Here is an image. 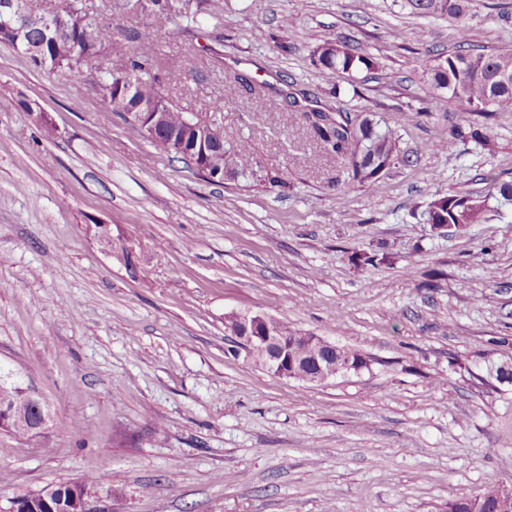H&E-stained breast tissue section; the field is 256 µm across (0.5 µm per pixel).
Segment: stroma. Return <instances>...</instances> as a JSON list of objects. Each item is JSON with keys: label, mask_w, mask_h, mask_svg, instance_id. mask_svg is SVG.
Masks as SVG:
<instances>
[{"label": "stroma", "mask_w": 512, "mask_h": 512, "mask_svg": "<svg viewBox=\"0 0 512 512\" xmlns=\"http://www.w3.org/2000/svg\"><path fill=\"white\" fill-rule=\"evenodd\" d=\"M213 4L195 41L178 19L150 52L184 60L166 96L225 148L249 143L250 171L220 186L156 151L90 68L0 43V366L52 415L30 439L0 432V508L89 476L101 512H448L512 488V381L498 375L512 369V205L492 197L512 182V112L485 119L428 70L463 39L512 48V0H472L459 23L392 0ZM338 36L375 68L322 73L313 50ZM292 96L374 114L401 159L352 181ZM457 189L492 215L440 234L420 207ZM100 223L135 248L137 273ZM363 251L390 260L357 266ZM249 311L371 366L323 385L276 377L232 351L224 316Z\"/></svg>", "instance_id": "stroma-1"}]
</instances>
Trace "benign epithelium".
Listing matches in <instances>:
<instances>
[{
    "mask_svg": "<svg viewBox=\"0 0 512 512\" xmlns=\"http://www.w3.org/2000/svg\"><path fill=\"white\" fill-rule=\"evenodd\" d=\"M0 13L7 15L8 20L0 24V41L6 43H24L29 55L39 56L43 52L41 41H31L26 34L37 29L44 34H52L58 29H76L88 31L99 24L98 16L81 11L70 18H57L49 8H39L34 0H0ZM164 104L161 99L151 102L142 101L123 112L125 120L140 130L147 138L157 135L159 130L158 109ZM217 139L213 133L202 131L197 135L194 144V159L201 175L211 183L224 182V166L216 151L213 150ZM113 254L124 264L130 273L138 270L139 257L135 249L127 244H119L113 248ZM226 330L238 342V352L250 358L257 347L265 351L261 365L272 375L298 379L300 370V342L307 341L315 346L312 362L323 374L319 382L325 383L338 376L350 372H359L362 366L349 359L335 343L313 334H299L288 338L280 333L274 319L263 314L252 312H231L224 317ZM50 419L49 412L42 401L30 388L15 383L10 394L0 398V430L20 426L30 432L39 433ZM53 490L42 493L40 504L32 502L11 501L7 512H38V506H50ZM512 498V490L495 488L482 501L454 499L448 502V512H479L483 503L494 499L504 501Z\"/></svg>",
    "mask_w": 512,
    "mask_h": 512,
    "instance_id": "1",
    "label": "benign epithelium"
}]
</instances>
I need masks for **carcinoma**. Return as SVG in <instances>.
<instances>
[{"label":"carcinoma","instance_id":"cac0c4a2","mask_svg":"<svg viewBox=\"0 0 512 512\" xmlns=\"http://www.w3.org/2000/svg\"><path fill=\"white\" fill-rule=\"evenodd\" d=\"M471 0H393L411 13L433 18L459 20L466 15ZM153 16L139 30L118 37L112 26L103 24L97 28L91 41L83 34L73 31L61 35L66 45L64 52L57 51L56 44L47 40L45 59L40 64L53 69L74 71L68 65L67 56L86 54L90 49L106 48L107 56L123 61L119 68L106 62L101 70V80L113 108L121 112L132 99L125 96V81L133 78L137 84L135 96L150 101L159 95L161 74L181 67L178 56L163 61L142 51V47L154 39L156 32L166 28L175 18L184 17L196 22L197 14L208 11L210 0H152ZM317 65L328 74H347L363 69L369 70L375 62L370 56L353 49L347 42L336 38L325 41L313 50ZM433 84L438 89L448 90V97L466 103L473 112L492 114L512 112V49L498 52H476L462 49L433 59L430 68ZM163 131L151 140L160 152L183 163L188 160L176 152L169 151L170 136H191L187 124L189 117L178 106L167 103L163 108ZM312 129L318 138L338 155L350 154L355 158L352 178L360 182H374L382 169L398 159L397 139L390 130L378 131V123L365 117L359 121L350 114H331L311 110L309 116ZM224 168L243 174L252 166L250 146L242 142L236 148L224 152ZM486 211V200L465 191L436 193L427 203L424 215L434 224H479ZM54 512H81L80 500L66 484L54 487L51 500Z\"/></svg>","mask_w":512,"mask_h":512}]
</instances>
